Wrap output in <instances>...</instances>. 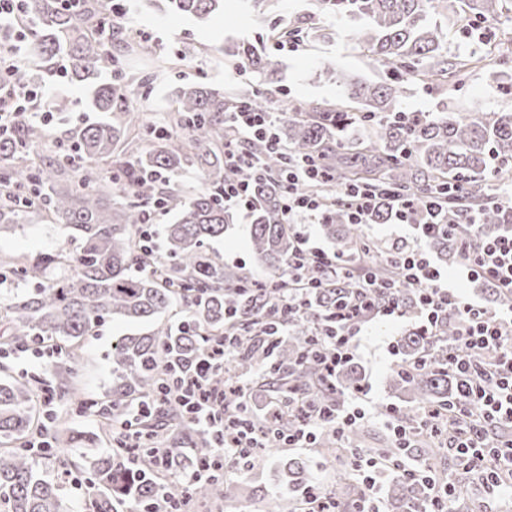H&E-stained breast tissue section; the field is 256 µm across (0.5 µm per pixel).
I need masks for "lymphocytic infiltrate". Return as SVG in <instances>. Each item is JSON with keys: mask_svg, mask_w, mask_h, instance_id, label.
I'll return each mask as SVG.
<instances>
[{"mask_svg": "<svg viewBox=\"0 0 512 512\" xmlns=\"http://www.w3.org/2000/svg\"><path fill=\"white\" fill-rule=\"evenodd\" d=\"M26 14V0H0V31L8 33L7 38H0V137L33 115L36 101L43 97L39 88L18 89L7 79L20 62V44L28 30ZM253 137L279 146L271 113L246 107L227 113L225 164L253 165V157L242 149L243 142ZM335 179V173L319 161L289 159L283 191L286 223L323 221L325 200L318 195L301 194L298 188L307 182ZM442 211L439 197L433 194L417 202L397 203L392 215L394 222L412 225L418 242L391 254L394 279L386 280L378 273L354 267L359 280L356 293L336 301L329 325L321 329L325 338L321 351L324 376L332 378L338 367L350 359L351 339L362 323L377 314L399 313L393 297L384 304H375L373 289L382 288L393 294L400 284L416 285L420 290L419 318L431 326L447 316L459 322L458 343L449 348L447 359L449 368L457 374L455 415L470 422L469 431L460 442L466 469L477 474L488 492L512 490V439L501 438L497 431L501 423L512 424V306L492 312L478 302L452 293L443 272L419 244L420 239L447 229L449 237L460 243L461 275L512 293V225H504L497 235L486 237L479 233L476 214H468L464 223L447 226L441 220ZM340 262L336 253L314 245L309 235L298 234L296 248L288 260V286L279 300V319L273 335H284L287 322L305 310L308 291L334 287ZM233 345V337H225L193 363L174 368L170 382L159 387L157 394L130 406L116 430V447L128 457H135L139 448L138 422L155 406L173 399L195 427L213 438L209 450L211 468L194 471L191 480L208 478L213 470L226 475L251 468L267 427L258 417L247 413L245 405L229 410L223 392L211 384L214 374L223 369L224 358ZM288 409L297 414L298 422L292 428L280 429L279 434L291 448L313 447L319 429L329 427L341 433L365 417L364 409L353 397L337 399L331 406L300 399L289 403ZM347 463L366 487L365 494L354 503L353 512H384L376 477L386 469L406 481L428 486L430 495L421 512H448L453 487L450 482L429 475L427 470L403 460L385 462L359 448L350 451Z\"/></svg>", "mask_w": 512, "mask_h": 512, "instance_id": "lymphocytic-infiltrate-1", "label": "lymphocytic infiltrate"}]
</instances>
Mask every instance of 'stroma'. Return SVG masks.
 <instances>
[{"label": "stroma", "instance_id": "35a3bbf8", "mask_svg": "<svg viewBox=\"0 0 512 512\" xmlns=\"http://www.w3.org/2000/svg\"><path fill=\"white\" fill-rule=\"evenodd\" d=\"M127 8L125 26L128 33L135 35L139 52L130 57L118 77L128 85L140 107L144 125L138 138L117 146V153L125 156L136 154L151 129L165 124L177 86L204 80L218 88L261 89L255 73L227 68L222 49L236 42L260 46L277 64L281 82L273 95L278 99L333 103L346 94L341 76L354 75L373 82H397V105L406 112L426 116L445 109L460 115L512 112V92L498 80L499 73L512 72V10L508 8L493 23L492 39H478L457 26L449 29L445 43L449 55L470 54L479 57L480 64L459 82L440 88L394 80L387 68L352 40L358 21L336 19L321 10L316 0H224L223 13L203 23L186 14L157 8L149 0H128ZM285 22L299 32L296 50L277 51L272 47L271 30ZM162 59L174 61V69L156 73ZM329 67L336 70L337 79H327L325 70ZM146 75L151 81L145 85L141 79ZM63 93L71 108L46 126L45 140L51 146L68 141L76 130L99 119L90 105L86 86L68 81ZM250 224V218L236 215L223 239L209 245L208 253L216 262L243 268L260 279L266 270L252 252ZM78 247L73 230L66 225L28 224L0 233V262L32 260L57 249L73 253ZM156 325L106 321L93 335L79 340L80 359L73 368L63 364L49 348L38 357L30 350L22 352L0 345V380L24 383L34 389L35 426H47L52 433L84 432L96 440L93 453H111L112 434L102 431V419L96 410L78 407L64 399L60 391L74 383L85 399L102 398L112 386L113 339L149 333ZM420 325V319L411 315H379L362 325L353 339L352 363L360 375V401L367 411L361 423L364 447H385L393 436L389 412L399 408L401 402L390 389L389 379L401 358L392 354L391 348ZM292 458L304 460L322 487L335 486L338 465L328 463L314 449L283 446L275 453L261 455L255 468L238 476L237 501L213 504L212 512H262L267 495L278 485L280 461Z\"/></svg>", "mask_w": 512, "mask_h": 512}]
</instances>
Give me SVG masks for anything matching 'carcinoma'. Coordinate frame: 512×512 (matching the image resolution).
<instances>
[{"label": "carcinoma", "instance_id": "1", "mask_svg": "<svg viewBox=\"0 0 512 512\" xmlns=\"http://www.w3.org/2000/svg\"><path fill=\"white\" fill-rule=\"evenodd\" d=\"M172 10L199 19L224 10V0H166ZM324 9L363 21L354 33L357 45L380 65L400 75H415L442 84L458 75L467 63L448 58L443 47L446 33L433 16L446 14L453 20L448 0H321ZM466 13L491 23L497 20L505 0H459ZM33 40L34 66L18 67L13 80L19 86L38 82L52 73L56 60L67 62L75 82L94 83L102 73L114 71L135 53L132 43L122 37L124 25L107 15L104 0H80L70 7L66 0H27ZM227 60L240 69L265 75L264 84L277 83L274 63L251 45L224 49ZM347 97L329 105L298 103L288 109V144L298 158L321 156L336 173V187L304 184L300 191L319 192L328 197L341 187L358 183L379 192L371 221L382 224L391 217L398 197L420 200L433 193L443 197L451 219L462 222L464 213L479 211L487 234L489 225L509 224L512 211L497 204L482 184L491 161L499 163L497 177L512 179V113L490 112L466 118L441 112L432 117L402 115L393 84L367 83L345 79ZM244 102L255 112L270 109V99L259 92L233 93L205 84L179 87L167 127L150 134L145 149L133 157L113 153V146L128 136L133 122L124 84H99L92 95V107L102 114L100 121L74 133L70 150L62 144L47 148L34 158L35 144L44 141L40 125L31 122L8 138L0 140V233L24 228L32 220L68 224L78 234L80 247L73 256L63 252L44 254L31 263L11 267L22 288L13 296L3 330L5 345L40 346L63 340L73 344L89 335L103 322L120 319L148 323L160 318L173 300H181L191 319L143 336H121L112 345V389L102 399L83 401L102 416L119 423L127 406L151 397L163 376L166 362L189 363L224 334L235 336L237 367L242 371L259 368L274 359L288 370L286 378H272L275 393L304 391L311 400L330 404L337 397L359 390L360 378L351 363L341 366L336 385L327 387L320 378L317 350L323 337L316 335L315 323L323 320L336 302V295L355 290L353 279L341 277L337 287L321 290L306 315L288 325V335L271 345L263 343L261 327L274 322L278 299L287 287L288 258L295 247V235L284 223L283 184L280 179L287 157L265 143L244 144L256 157L265 176L251 167L224 165V114ZM356 113H348V104ZM372 128V135L360 143L344 137L349 124ZM188 168L197 171L205 189L186 198L174 193L165 182L142 179L147 171L170 177ZM249 183L258 201L252 213L250 245L265 267V282L250 273L226 268L214 262L206 245L224 237L233 224V214L224 208V182ZM467 181L464 196H448V185ZM175 214L165 225L166 256L156 262L155 271L136 275L142 268L137 225L155 210ZM323 235L336 252L357 259L359 264L380 265L376 255L357 254L363 239L361 225L346 222L339 206L328 205L321 224ZM427 246L442 263L459 259L458 245L439 231L427 239ZM51 277L42 285L41 280ZM405 314L417 312V287L406 283L395 296ZM457 336L456 324L446 319L433 330L410 332L398 346L409 363L426 352L430 364L421 370L397 371L392 390L404 395L408 405L399 412L403 426L420 425L425 408L448 410L456 399V380L448 374L444 357ZM34 390L18 383H0V512H69L60 495L71 475L66 462L51 478L38 466L30 448H7L32 430ZM183 419V412L171 402L156 416L140 425L142 438L154 444L165 438L168 426ZM91 438L79 433L57 435L50 448H84ZM211 438L188 425L174 445L193 448L194 466L211 463L207 448ZM359 429L339 438L329 429L321 433L319 447L340 452L343 445L356 446ZM140 462L113 455L84 457L87 488L93 512H120L127 504L165 508L177 512L180 500L231 501L235 484L215 475L190 485L165 484L151 449H140ZM279 488L265 500L264 512H297L298 487L315 484L308 467L289 461ZM425 486L395 482L389 505L397 512L427 499Z\"/></svg>", "mask_w": 512, "mask_h": 512}]
</instances>
